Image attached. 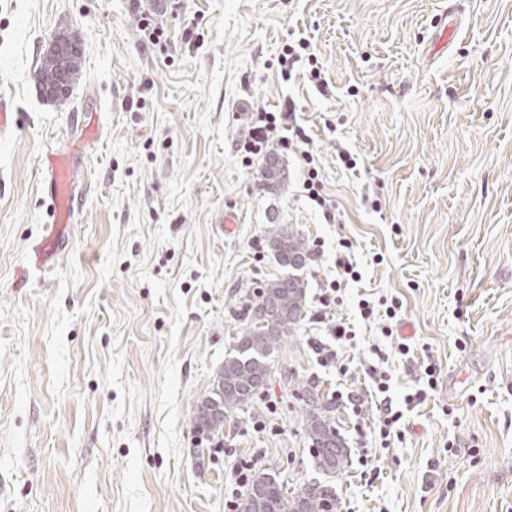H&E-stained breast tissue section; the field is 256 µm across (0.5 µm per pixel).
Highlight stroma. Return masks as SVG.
Listing matches in <instances>:
<instances>
[{
  "label": "stroma",
  "instance_id": "35a3bbf8",
  "mask_svg": "<svg viewBox=\"0 0 512 512\" xmlns=\"http://www.w3.org/2000/svg\"><path fill=\"white\" fill-rule=\"evenodd\" d=\"M445 7L0 0V96L20 114L0 133V512H228L235 466L258 451L286 488L315 479L292 377L319 383L347 442L340 512H512V0H459V34L439 50ZM62 27L84 56L60 109L34 73ZM292 36L309 39L323 86L303 68L282 79ZM291 102L344 223L304 196L299 153L280 154L279 188L236 153L250 112ZM72 150L68 251L18 284L49 232L44 160ZM270 224L321 243L303 272L312 298L340 276L339 236L352 241L362 279L332 311L357 333L338 348L352 372L318 364L328 329L304 319L273 356L256 417L226 422L223 447L202 454L192 417L238 333L234 311L280 273L254 248ZM364 293L399 302L408 355L381 336L383 318L359 317ZM372 343L396 407L426 392L386 446L364 372Z\"/></svg>",
  "mask_w": 512,
  "mask_h": 512
}]
</instances>
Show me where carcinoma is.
Returning <instances> with one entry per match:
<instances>
[{
	"label": "carcinoma",
	"mask_w": 512,
	"mask_h": 512,
	"mask_svg": "<svg viewBox=\"0 0 512 512\" xmlns=\"http://www.w3.org/2000/svg\"><path fill=\"white\" fill-rule=\"evenodd\" d=\"M53 39L72 49L63 53L46 51L36 74L39 90L46 100L60 106L71 102L72 92L81 74L82 45L56 32ZM265 246L282 273L255 283L244 303L246 327L237 336L232 352L224 359L211 390L197 405L193 427L210 443L224 442V423L239 415L255 416V404L272 374L271 359L285 340L295 335L306 316V283L302 270L312 260L307 239L286 224H272L264 230ZM267 302L274 323L257 325L251 310ZM297 396L301 427L309 445L312 463L324 480H314L284 492V485L270 472L253 470L239 502V512H339L336 486L330 477L348 467V446L327 416L330 402L319 396L314 380L292 379Z\"/></svg>",
	"instance_id": "cac0c4a2"
}]
</instances>
